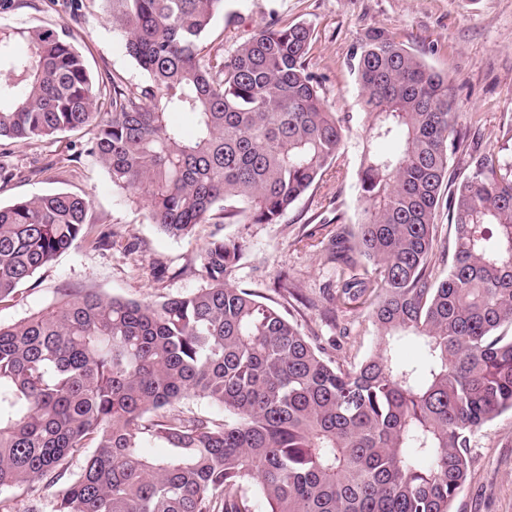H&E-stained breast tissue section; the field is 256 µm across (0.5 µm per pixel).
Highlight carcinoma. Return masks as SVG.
<instances>
[{"mask_svg":"<svg viewBox=\"0 0 512 512\" xmlns=\"http://www.w3.org/2000/svg\"><path fill=\"white\" fill-rule=\"evenodd\" d=\"M146 74L97 84L59 26L0 27V142L94 126L90 153L165 235L276 224L329 166L344 125L306 64L311 30L269 22L229 56L205 43L224 0H109ZM366 128L358 228L322 255L363 274L342 298L379 342L358 366L228 283L241 248L216 234L209 287L159 302L64 293L0 324V488L58 481L95 444L56 512H450L472 434L512 412V159L469 154L450 224L437 220L460 144L448 80L382 31L354 56ZM192 117L195 133L170 122ZM68 192L0 207V302L88 233ZM452 255L436 275L437 253ZM403 341L419 356L396 353ZM194 395L220 415L185 411Z\"/></svg>","mask_w":512,"mask_h":512,"instance_id":"obj_1","label":"carcinoma"}]
</instances>
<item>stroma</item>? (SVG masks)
I'll return each mask as SVG.
<instances>
[{
	"label": "stroma",
	"mask_w": 512,
	"mask_h": 512,
	"mask_svg": "<svg viewBox=\"0 0 512 512\" xmlns=\"http://www.w3.org/2000/svg\"><path fill=\"white\" fill-rule=\"evenodd\" d=\"M311 28L307 66L331 111L346 118L344 147L319 181L276 224L200 225L172 239L151 223L140 198L114 189L89 155L92 134L60 133L5 146L14 176L0 182V205L65 191L90 201L88 236L40 269L12 300L0 303V324L49 308L64 288H91L104 297L161 301L208 287L200 253L211 234L242 250L230 281L298 324L326 358L351 367L378 342L366 306L343 304L341 281L353 269L326 264L320 242L329 223L359 220L356 174L363 107L350 63L367 32L382 30L448 78L456 104L455 131L473 150L512 156L504 132L512 127V0H224L207 39L232 52L270 21ZM62 24L93 79L120 74L129 86L146 80L112 26L109 0H0V25ZM112 244L97 247L99 232ZM287 273L294 292L275 288ZM469 476L451 512H512V413L474 432ZM57 487L41 480L0 489V512H55Z\"/></svg>",
	"instance_id": "obj_1"
}]
</instances>
